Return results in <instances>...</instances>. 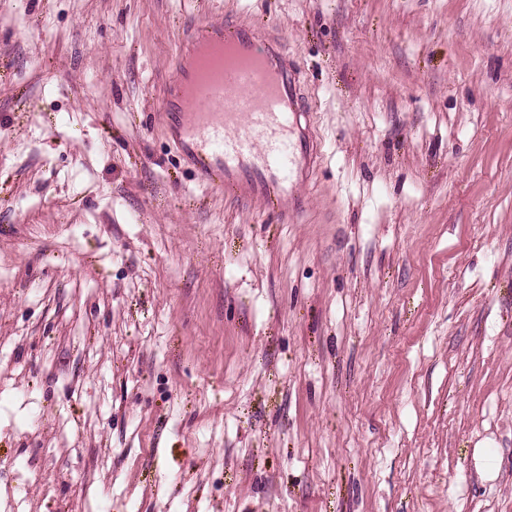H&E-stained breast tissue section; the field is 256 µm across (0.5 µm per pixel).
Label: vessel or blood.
Instances as JSON below:
<instances>
[{"label": "vessel or blood", "mask_w": 512, "mask_h": 512, "mask_svg": "<svg viewBox=\"0 0 512 512\" xmlns=\"http://www.w3.org/2000/svg\"><path fill=\"white\" fill-rule=\"evenodd\" d=\"M180 157L230 202L262 206L279 223L307 212L304 192L322 159L304 80L271 24L191 26L162 96Z\"/></svg>", "instance_id": "vessel-or-blood-1"}]
</instances>
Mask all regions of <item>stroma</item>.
Returning <instances> with one entry per match:
<instances>
[{
    "label": "stroma",
    "mask_w": 512,
    "mask_h": 512,
    "mask_svg": "<svg viewBox=\"0 0 512 512\" xmlns=\"http://www.w3.org/2000/svg\"><path fill=\"white\" fill-rule=\"evenodd\" d=\"M224 18L301 70L300 223L160 118ZM0 512H512V0H0Z\"/></svg>",
    "instance_id": "stroma-1"
}]
</instances>
